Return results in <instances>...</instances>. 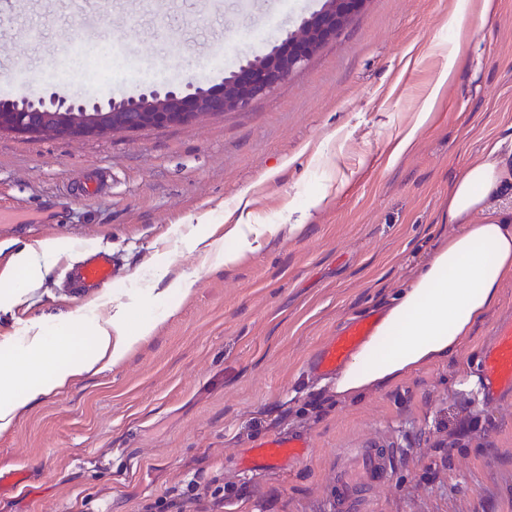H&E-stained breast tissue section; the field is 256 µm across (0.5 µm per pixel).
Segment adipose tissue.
<instances>
[{
	"label": "adipose tissue",
	"instance_id": "adipose-tissue-1",
	"mask_svg": "<svg viewBox=\"0 0 512 512\" xmlns=\"http://www.w3.org/2000/svg\"><path fill=\"white\" fill-rule=\"evenodd\" d=\"M512 185V150L500 144L470 163L448 194V221L455 231L437 246L416 277L394 297L373 333L354 352L333 381L337 397L353 398L388 389L414 371L453 357L473 329L500 299L512 276V217L492 211L490 201ZM68 241L48 240L40 249L19 251L14 277L0 290V305H10L31 288L51 261L71 249ZM145 290L130 303L113 306L107 319L90 312L78 323L40 327L6 347L0 362L21 359L36 366L28 384L15 386L0 371V431L38 397L86 372L121 362L154 331L160 313Z\"/></svg>",
	"mask_w": 512,
	"mask_h": 512
}]
</instances>
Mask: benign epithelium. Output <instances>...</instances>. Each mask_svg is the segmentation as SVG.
I'll list each match as a JSON object with an SVG mask.
<instances>
[{
  "label": "benign epithelium",
  "mask_w": 512,
  "mask_h": 512,
  "mask_svg": "<svg viewBox=\"0 0 512 512\" xmlns=\"http://www.w3.org/2000/svg\"><path fill=\"white\" fill-rule=\"evenodd\" d=\"M369 3L370 0H328L324 7L303 18L296 29L282 34L262 58L239 63L218 85L154 86L136 97L111 99L105 104L79 97L65 99L48 90L13 98L11 102L16 107L9 111L24 112L26 116L21 121L12 118L7 122L0 116V134L95 139L237 112L304 68L326 44L348 28Z\"/></svg>",
  "instance_id": "obj_1"
}]
</instances>
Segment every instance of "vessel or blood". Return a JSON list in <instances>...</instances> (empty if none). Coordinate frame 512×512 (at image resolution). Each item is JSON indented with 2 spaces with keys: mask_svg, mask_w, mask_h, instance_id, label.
Here are the masks:
<instances>
[{
  "mask_svg": "<svg viewBox=\"0 0 512 512\" xmlns=\"http://www.w3.org/2000/svg\"><path fill=\"white\" fill-rule=\"evenodd\" d=\"M115 275L113 256L105 251L83 254L64 273L73 291L88 295L110 283ZM374 326L375 322L370 318L350 322L318 350L312 363L314 372L323 377L335 376L371 335ZM482 370L488 397L496 398L503 392L512 391V324L499 329L484 356ZM305 446L301 437L277 435L262 442L255 453L259 463L280 466L298 457ZM395 458L396 451L392 448L346 449L336 460L327 512H368L371 497L386 485Z\"/></svg>",
  "mask_w": 512,
  "mask_h": 512,
  "instance_id": "vessel-or-blood-1",
  "label": "vessel or blood"
}]
</instances>
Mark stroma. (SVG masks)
I'll return each instance as SVG.
<instances>
[{
  "mask_svg": "<svg viewBox=\"0 0 512 512\" xmlns=\"http://www.w3.org/2000/svg\"><path fill=\"white\" fill-rule=\"evenodd\" d=\"M45 30L26 40L0 14V72L105 100L164 83L215 84L267 51L321 0H23ZM371 0L303 69L250 108L98 140L0 135V288L14 252L78 242L35 288L0 309V347L36 324L107 315L169 278L193 275L124 361L38 398L0 432V512H163L189 482L217 488L213 512H324L336 456L399 450L375 512H512V392L485 397L481 364L512 323V279L460 352L359 401L315 374L314 354L353 319L379 317L450 232L448 188L494 142H512V0ZM135 50L124 80L88 76L80 49ZM416 129L413 146L393 145ZM101 180L100 194L75 200ZM274 224L232 267L195 235ZM302 225L300 234L287 227ZM121 268L91 299L63 286L81 251ZM308 446L249 468L273 435Z\"/></svg>",
  "mask_w": 512,
  "mask_h": 512,
  "instance_id": "35a3bbf8",
  "label": "stroma"
}]
</instances>
